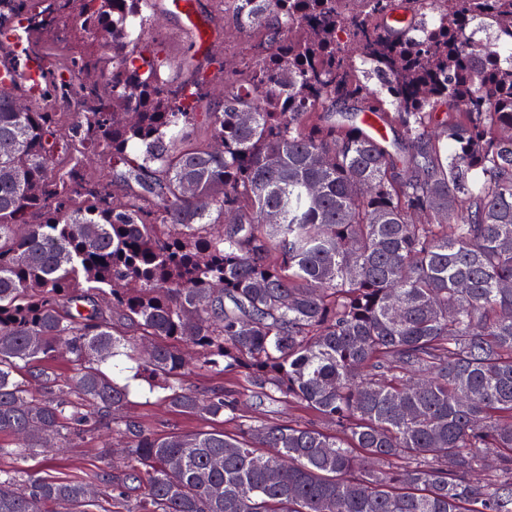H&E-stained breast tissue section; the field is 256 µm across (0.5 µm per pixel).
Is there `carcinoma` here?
<instances>
[{
	"label": "carcinoma",
	"instance_id": "carcinoma-1",
	"mask_svg": "<svg viewBox=\"0 0 512 512\" xmlns=\"http://www.w3.org/2000/svg\"><path fill=\"white\" fill-rule=\"evenodd\" d=\"M216 2L256 59L174 87L163 0H0L46 87L0 92V456L111 434L0 512H512V0ZM191 366L325 427L226 432ZM133 380L211 426L151 432Z\"/></svg>",
	"mask_w": 512,
	"mask_h": 512
}]
</instances>
